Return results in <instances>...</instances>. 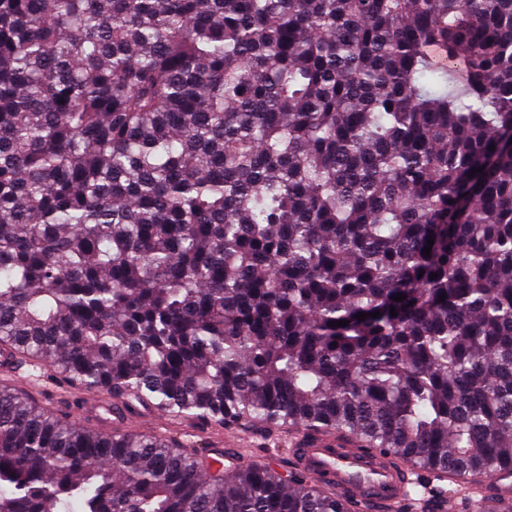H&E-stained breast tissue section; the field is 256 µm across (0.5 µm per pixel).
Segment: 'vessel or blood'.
<instances>
[{"mask_svg": "<svg viewBox=\"0 0 512 512\" xmlns=\"http://www.w3.org/2000/svg\"><path fill=\"white\" fill-rule=\"evenodd\" d=\"M0 374L12 385L24 390L50 388L60 403L80 402L91 423L123 424L127 415L112 412L111 398L104 396L79 397L72 386H46L40 366L17 369L10 350L0 351ZM224 445L231 451L226 458L225 473H232L247 455L246 440L240 436L225 435ZM287 467L296 468L309 478L335 486L349 496L370 497L382 507L383 512H402L406 502L417 493L418 485L406 469L394 466L389 456L353 448L324 434L307 438L298 433L290 447L281 449Z\"/></svg>", "mask_w": 512, "mask_h": 512, "instance_id": "obj_1", "label": "vessel or blood"}]
</instances>
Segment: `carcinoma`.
I'll return each mask as SVG.
<instances>
[{
	"instance_id": "carcinoma-1",
	"label": "carcinoma",
	"mask_w": 512,
	"mask_h": 512,
	"mask_svg": "<svg viewBox=\"0 0 512 512\" xmlns=\"http://www.w3.org/2000/svg\"><path fill=\"white\" fill-rule=\"evenodd\" d=\"M0 346L261 448L353 437L416 473L412 512H492L512 0H0ZM0 512L372 506L0 382Z\"/></svg>"
}]
</instances>
